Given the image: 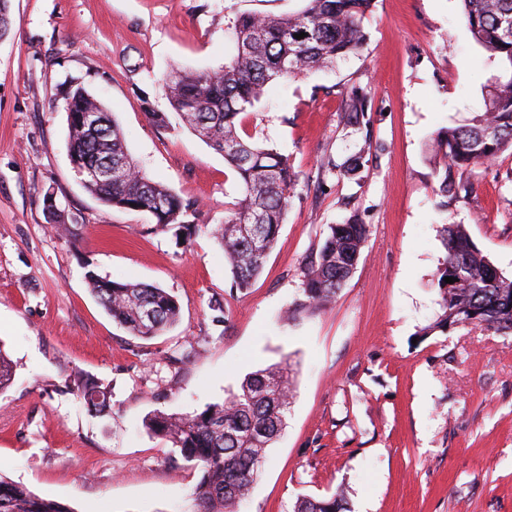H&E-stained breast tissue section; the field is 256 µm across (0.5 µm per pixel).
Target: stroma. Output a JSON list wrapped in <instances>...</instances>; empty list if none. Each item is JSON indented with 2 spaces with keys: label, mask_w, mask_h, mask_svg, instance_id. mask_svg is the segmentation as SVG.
Wrapping results in <instances>:
<instances>
[{
  "label": "stroma",
  "mask_w": 512,
  "mask_h": 512,
  "mask_svg": "<svg viewBox=\"0 0 512 512\" xmlns=\"http://www.w3.org/2000/svg\"><path fill=\"white\" fill-rule=\"evenodd\" d=\"M0 39V473L72 512H193L197 472L144 426L193 413L272 365L290 370L285 428L239 512H294L341 495L347 512H512V334L472 326L430 335L439 313V230L465 225L512 277V149L437 195L428 154L437 130L485 108L501 73L472 37L461 0H374L360 52L268 86L245 121L254 141L299 175L262 275L232 292L210 234L239 195L233 170L170 109L171 68L220 69L239 13L289 14L303 0H9ZM81 83L118 123L150 178L195 202L191 246L152 232L150 215L102 205L70 162L64 95ZM365 93L362 126L343 124ZM361 157L356 175L322 170ZM53 193L81 237L51 231ZM368 224L360 261L336 299L298 323L300 268L328 225ZM164 288L179 322L139 340L91 295L86 272ZM225 322H218V315ZM108 396L90 413L73 381Z\"/></svg>",
  "instance_id": "1"
}]
</instances>
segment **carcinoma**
Segmentation results:
<instances>
[{
    "label": "carcinoma",
    "mask_w": 512,
    "mask_h": 512,
    "mask_svg": "<svg viewBox=\"0 0 512 512\" xmlns=\"http://www.w3.org/2000/svg\"><path fill=\"white\" fill-rule=\"evenodd\" d=\"M302 10L288 15L242 13L232 21L235 50L216 71L174 69L166 78L172 109L200 140L224 156L240 185V196L224 223L213 230L232 273V288L244 291L262 273L284 224L298 177L288 156L245 135L244 120L265 88L309 70L327 67L355 54L366 41L364 22L372 0H305ZM463 20L475 41L493 59L512 70V0H461ZM304 32L306 37L295 38ZM65 109L99 114L96 129L70 126L69 154L80 169L112 165L134 170L120 183L89 181L85 188L103 205L145 212L151 230L172 233L178 245H190L202 225L186 220L196 211L169 187L151 179L134 162L115 120L96 97L81 86L66 93ZM365 99L352 97L343 106V121L362 123ZM512 148V74L496 79L485 111L471 122L440 129L432 139L431 161L438 192L456 195L466 189L449 172L492 162ZM51 227L71 242L78 240L74 224L47 214ZM369 234L356 216L330 224L314 259L300 269L301 298L285 312L287 321L314 316L331 304L353 274ZM446 257L436 274L441 313L423 335L458 326H476L512 334V277L503 275L471 240L464 225L444 224ZM446 277L457 282L449 284ZM98 303L134 337L148 340L180 318V305L166 290L141 282H118L86 273ZM78 394L95 411L107 408L105 393L90 380L78 384ZM292 397L288 369L273 367L249 374L240 391L201 412L185 415L162 411L149 417L151 433L172 443L181 458L198 471L192 496L196 512H237L279 438ZM0 512H72L66 505L33 493L0 475ZM295 512H344L342 500L304 497Z\"/></svg>",
    "instance_id": "cac0c4a2"
}]
</instances>
